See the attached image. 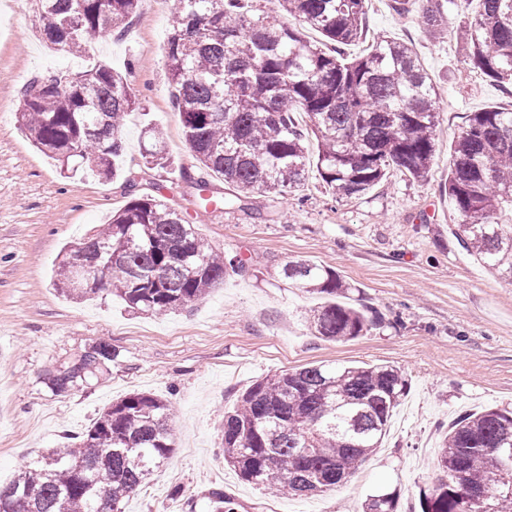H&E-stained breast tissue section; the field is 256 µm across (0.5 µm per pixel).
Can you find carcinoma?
<instances>
[{"instance_id": "obj_1", "label": "carcinoma", "mask_w": 512, "mask_h": 512, "mask_svg": "<svg viewBox=\"0 0 512 512\" xmlns=\"http://www.w3.org/2000/svg\"><path fill=\"white\" fill-rule=\"evenodd\" d=\"M40 34L66 52L123 32L140 0H42ZM431 39L448 30L454 0H392ZM367 0H174L167 38V76L186 142L205 171L231 191L227 210L243 209L254 192L285 197L305 180L306 141L318 142L316 165L338 199L366 194L392 169L427 176L438 139L439 98L412 45L382 39L352 60L346 46L364 33ZM288 14L318 31L325 49L282 20ZM472 68L512 92V0H478L461 29ZM88 78L60 88L46 77L23 93L20 119L33 144L67 170L83 164L102 178L123 158L124 117L139 107L127 75L98 62ZM311 125L300 128L294 112ZM153 168L169 158L156 128L141 138ZM512 111L472 112L454 143L448 194L457 236L489 268L512 278ZM509 216L511 223L503 222ZM99 258L95 285L79 278L69 250L54 287L72 298L107 291L134 311L171 313L205 298L245 263L225 259L180 213L151 195H133L109 224L82 240ZM283 279L333 300L310 310L309 330L348 341L371 325L360 310L336 301L350 286L315 262H287ZM112 343L99 339L71 366L49 374L57 396L112 363ZM409 380L390 366L305 367L254 383L224 416V460L246 482L290 495H319L344 482L380 447L390 414ZM172 412L161 397L132 392L106 407L78 443L52 448L6 486L0 512H121L173 452ZM443 475L420 491L421 512H512V410L489 408L458 420L438 449ZM204 512H233L213 490ZM364 512H400L399 493L369 495Z\"/></svg>"}]
</instances>
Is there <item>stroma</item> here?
<instances>
[{"instance_id":"35a3bbf8","label":"stroma","mask_w":512,"mask_h":512,"mask_svg":"<svg viewBox=\"0 0 512 512\" xmlns=\"http://www.w3.org/2000/svg\"><path fill=\"white\" fill-rule=\"evenodd\" d=\"M465 22V12L449 11L450 33L435 41L423 35L416 13L369 0L367 28L346 49L355 58L378 39L405 41L432 76L438 142L425 178L393 170L368 193L340 201L313 168L287 197L256 192L246 210L228 212L199 207L196 189L182 178L186 170L204 173L166 78L171 0H141L128 31L99 38L83 58L47 47L31 15L17 16L0 0V483L139 391L171 404L175 448L150 475L151 492L131 495L122 512H202L215 489L234 512H362L379 490L399 492L403 512H418L420 489L438 475L443 431L487 407L512 409V279L461 243L442 191L468 115L512 108L511 95L472 72L455 36ZM98 59L130 72L140 106L124 120L117 178L88 171L67 177L23 130L22 92L33 77ZM149 124L163 131L167 169L143 164L141 133ZM207 178L223 188L219 176ZM131 182L179 211L225 257L241 258L246 273L166 315L134 312L104 292L90 299L59 294L53 281L64 250L127 203ZM297 259L335 271L374 325L346 342L313 336L305 315L319 296L280 276ZM101 338L117 358L70 394H52L47 374ZM314 365H392L410 389L382 448L345 484L315 497L256 489L224 460V413L256 381Z\"/></svg>"}]
</instances>
